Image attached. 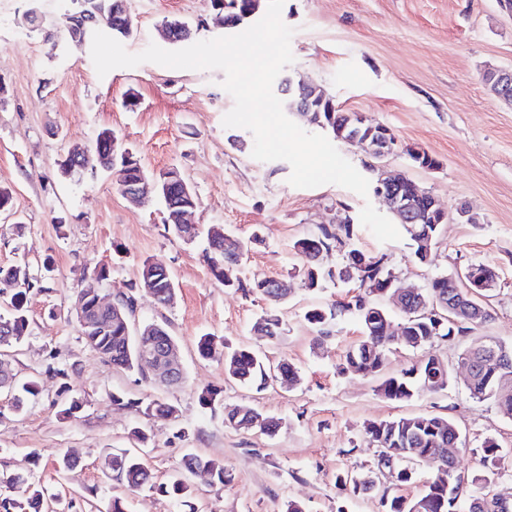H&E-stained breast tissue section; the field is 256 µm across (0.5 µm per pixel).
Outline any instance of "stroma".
<instances>
[{"label": "stroma", "instance_id": "1", "mask_svg": "<svg viewBox=\"0 0 512 512\" xmlns=\"http://www.w3.org/2000/svg\"><path fill=\"white\" fill-rule=\"evenodd\" d=\"M75 8L74 0H0V188L12 195L10 213L0 215V265H28L40 283L29 295L30 331L9 350L17 378L38 376L40 392L19 411L0 393V474L30 475L47 512H106L116 497L127 512H283L290 500L307 512H384L382 496L416 498L434 472L418 466L407 484L381 478L377 496L339 490L337 477L377 460L367 423L438 415L460 432L454 460L465 474L481 472L485 439L499 444L505 456L496 489L512 493V418L494 402L471 398L458 361L480 336L512 344V106L483 81L487 69L512 68V12L498 0H285L281 17L294 30L295 57L287 74L321 86L343 111L388 127L397 140L385 160L389 171L405 173L447 211L431 262L420 264L378 198L335 184L296 188L289 163L252 158V133L222 124L234 105L223 72L144 63L98 76L90 41L72 39L65 28ZM128 10L135 32L123 45L132 53L152 42L171 49L159 34L167 17L190 22L198 41L227 33L214 24L210 0H128ZM105 128L147 173L182 172L199 198L194 222L202 236L188 243L168 232L161 200L129 204L111 172L88 170L77 180L61 174L70 146L94 147ZM412 149L431 155L436 168L415 165ZM348 217L358 226V247L385 256L394 287L425 288L441 274L492 266V320L451 343L397 348L379 372L344 373V355L362 336L357 318L333 320L322 336L304 314L349 300L354 285L329 280L307 290L295 243ZM214 227L243 240L263 229L264 243L242 256L238 275L246 283L272 277L289 288L275 341L254 331L269 302L225 288L211 274L205 232ZM147 260L172 274L174 305L161 307L138 288ZM102 263L110 274L98 284L100 296L133 297L137 323L162 324L174 336L181 385L112 367L84 342L75 297L83 269ZM206 333L293 364L297 384L259 389L228 379L223 362L197 352ZM430 355L451 369L447 389L405 401L380 395L385 378ZM205 388L220 389L225 405L279 419L281 429L267 436L230 427L222 407L200 405ZM66 389L80 402L69 417L60 413ZM116 394L122 403L113 402ZM157 399L177 405L178 418L128 406ZM136 427L147 431L146 445L132 440ZM126 449L147 460L154 489L132 492L107 479L111 455ZM190 452L223 465L231 480L220 488L197 482L185 506L159 486ZM64 453L79 462L72 472L56 465Z\"/></svg>", "mask_w": 512, "mask_h": 512}]
</instances>
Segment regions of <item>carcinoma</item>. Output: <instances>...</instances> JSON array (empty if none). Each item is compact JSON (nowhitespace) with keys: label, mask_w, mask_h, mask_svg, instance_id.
Returning <instances> with one entry per match:
<instances>
[{"label":"carcinoma","mask_w":512,"mask_h":512,"mask_svg":"<svg viewBox=\"0 0 512 512\" xmlns=\"http://www.w3.org/2000/svg\"><path fill=\"white\" fill-rule=\"evenodd\" d=\"M232 9L224 13V24L231 28L241 25L236 19L239 12L262 6V0H228ZM163 30L171 42L186 41L191 37L190 29L179 19L164 22ZM102 31L116 40L127 39L134 34L128 26V11L118 5V0H101V14L85 24V37H93L94 32ZM325 96L322 89L306 88L300 94L292 88L283 93L285 109L291 112L298 108L303 98L319 100ZM309 122L315 126L320 121H331L332 130L341 137H349L361 126L362 115L345 112L335 108L331 112L308 114ZM115 134L110 129L101 130L96 137L95 147L86 156H79L76 162L84 168H94L98 155L106 154L112 149V138ZM357 228L354 224L339 227L322 225L318 232L310 237L302 238L295 244L303 267L305 268V286L308 289L322 287L327 279H338L343 282L355 280L362 292L339 308L325 309L314 307L305 312V320L322 329L330 321L341 315L356 317L362 327V338L345 354L344 370L353 374H369L386 363L388 353L397 346L420 348L438 339L455 341L457 336L474 329L491 318L485 302H480L481 310L475 311L469 304L461 302L455 279L448 275H440L432 279L430 290L439 294L453 307L460 308L459 322H445L437 325L434 319L425 318L416 321L406 319V310L418 305L417 298L409 296L402 301L400 323L407 326V335L400 336L389 332V328L398 327L386 308L379 302L382 291L390 276L385 265V256H367L355 247ZM344 252V263L336 270L324 266V257L332 249ZM244 245L235 241L234 246L222 253H208L205 261L212 275L227 288L240 289L244 283L234 276V267L238 265ZM36 278L32 276L27 265L0 266V285H14L10 296L7 314L0 313V349H9L29 329L28 295L34 289ZM172 277L161 279L153 295L158 304L168 306L174 302L176 289L169 287ZM252 291L260 294L272 305L285 301V293L278 292L277 280L274 278H256L250 284ZM261 332L270 339L280 334L281 321L275 310L267 311L258 322ZM86 344L97 351L107 362L126 371L140 370L137 340L127 335L125 328L119 324L112 326V331L103 335L81 330ZM494 346L512 355V344L507 345L495 338L485 337L478 344L464 350L459 359L474 363L475 371L467 388L472 398L479 402L493 401L506 415L512 416V366L504 367L492 357L484 354V347ZM197 352L205 359L224 360V371L229 377L243 383L259 387L265 386L270 380H281L290 385L297 383L298 373L295 368L282 361L270 366L252 349L237 348L224 351L223 342L214 336L205 334L197 342ZM436 358L429 356L395 375L386 378L380 385V393L393 401H404L412 398L419 390L437 392L447 388L450 370L444 362L432 368L430 364ZM126 405L145 415L165 418L172 411L171 402L152 401L142 405L139 401H128ZM251 410L242 406H224V422L238 430H249ZM366 435L375 446L382 449L388 459L399 461L400 457H408L419 463L432 466L439 472L434 480L426 486L424 492L415 499L407 500L395 496L385 504L386 512H507L500 500L490 494L489 487L498 475L497 464L500 458L499 446L488 440L481 446V461L484 472L467 478L456 470L455 462L448 461V448L452 447L455 425L441 416H407L371 422L365 428ZM108 465L112 471V480L124 485L130 491L144 487L153 488V476L150 466L139 454H114ZM203 477L211 486H223L228 482V475L223 467L199 454H188L182 461V472L159 490L187 502L194 493L193 480ZM16 488L25 486V500L15 503L4 499L0 501L3 509L16 507L19 512H41L43 493L34 484L28 482L21 474H0V486ZM337 485L342 489H351L353 493L373 494L379 491L374 485L372 475L365 473L349 480L340 478Z\"/></svg>","instance_id":"cac0c4a2"}]
</instances>
